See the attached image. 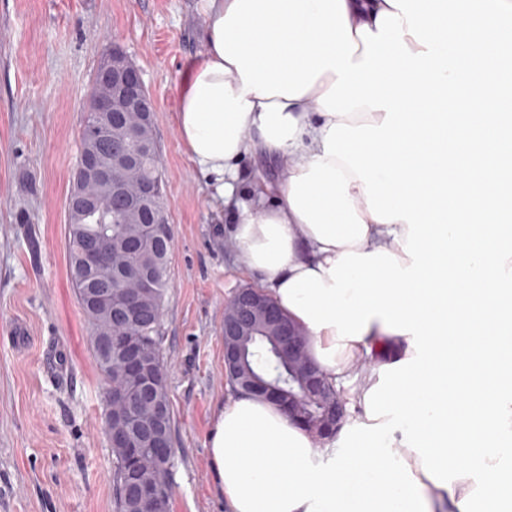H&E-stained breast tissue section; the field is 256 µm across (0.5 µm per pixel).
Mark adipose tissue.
I'll use <instances>...</instances> for the list:
<instances>
[{"label":"adipose tissue","instance_id":"ef3b65f1","mask_svg":"<svg viewBox=\"0 0 512 512\" xmlns=\"http://www.w3.org/2000/svg\"><path fill=\"white\" fill-rule=\"evenodd\" d=\"M185 151L349 409L235 392L225 512H512V0H202ZM288 159L278 190L240 161ZM275 201H268L269 192Z\"/></svg>","mask_w":512,"mask_h":512}]
</instances>
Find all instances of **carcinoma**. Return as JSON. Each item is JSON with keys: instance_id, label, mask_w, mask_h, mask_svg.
<instances>
[{"instance_id": "carcinoma-1", "label": "carcinoma", "mask_w": 512, "mask_h": 512, "mask_svg": "<svg viewBox=\"0 0 512 512\" xmlns=\"http://www.w3.org/2000/svg\"><path fill=\"white\" fill-rule=\"evenodd\" d=\"M105 152L112 155L123 152L138 154L135 182L123 194H107L103 204L69 215L70 278L78 301L93 328L91 339L94 357L105 380L106 388L126 386V370L116 356L112 361L102 358L97 337L126 336L142 347L145 357L154 365L156 383L151 396L143 399L140 414L148 415L157 404L170 405L166 384V368L162 352L161 317L165 296L169 288L168 262L172 246L169 224H156L155 215L163 214L162 173L159 169L158 148L140 151L133 142L103 140ZM151 187V208L136 212V205L129 198L136 195L140 185ZM112 235V264L121 268L129 257H134L141 269L153 276L152 287L140 296V321L129 326L117 317L104 318L89 302L94 290L118 286L117 281L95 277L81 278L75 269L76 251L81 245L95 244L105 234ZM279 336L277 327L269 323L263 313L256 315L252 327L241 336L243 362L238 375L229 379L243 386L250 382L253 393L260 397H274L291 402L300 419L310 429L323 426L326 403L312 396L308 389L309 372L288 370V354H279L275 343ZM113 460V512H134L124 492L127 453L123 448L112 449ZM162 460L152 448H145L138 458L141 470L151 474Z\"/></svg>"}]
</instances>
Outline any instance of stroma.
Here are the masks:
<instances>
[{"instance_id":"obj_1","label":"stroma","mask_w":512,"mask_h":512,"mask_svg":"<svg viewBox=\"0 0 512 512\" xmlns=\"http://www.w3.org/2000/svg\"><path fill=\"white\" fill-rule=\"evenodd\" d=\"M201 0H0V512H113L91 327L70 279L67 200L103 51L155 100L173 232L163 311L175 464L170 512H224L207 441L232 387L224 305L249 277L178 136Z\"/></svg>"}]
</instances>
